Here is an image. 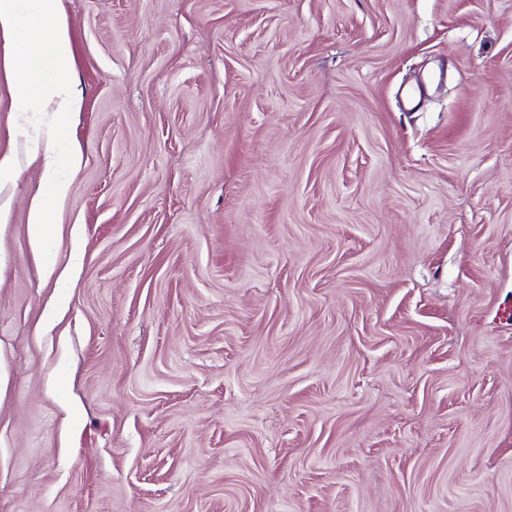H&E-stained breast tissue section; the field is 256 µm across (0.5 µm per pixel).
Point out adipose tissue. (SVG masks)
<instances>
[{
    "mask_svg": "<svg viewBox=\"0 0 512 512\" xmlns=\"http://www.w3.org/2000/svg\"><path fill=\"white\" fill-rule=\"evenodd\" d=\"M25 29V37L15 46L21 77V92L14 102L19 112L32 111L36 102H44L53 112L74 111L79 103L75 82L69 78V35L60 15V0H28L26 13H19L16 0H0V32L11 34ZM43 180L48 197L30 201L29 230L34 246H41L49 234L46 222L50 206L61 205L70 181L59 172L53 142H45L42 151Z\"/></svg>",
    "mask_w": 512,
    "mask_h": 512,
    "instance_id": "adipose-tissue-1",
    "label": "adipose tissue"
}]
</instances>
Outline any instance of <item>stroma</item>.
<instances>
[{
  "label": "stroma",
  "instance_id": "stroma-1",
  "mask_svg": "<svg viewBox=\"0 0 512 512\" xmlns=\"http://www.w3.org/2000/svg\"><path fill=\"white\" fill-rule=\"evenodd\" d=\"M62 8L77 114L0 37V512H512V0ZM43 180L48 187L50 198L35 196L29 206V230L31 240L37 248L49 235L50 227L46 216L50 204L60 206L69 191L70 181L59 172L56 149L52 140L45 142L42 151Z\"/></svg>",
  "mask_w": 512,
  "mask_h": 512
}]
</instances>
